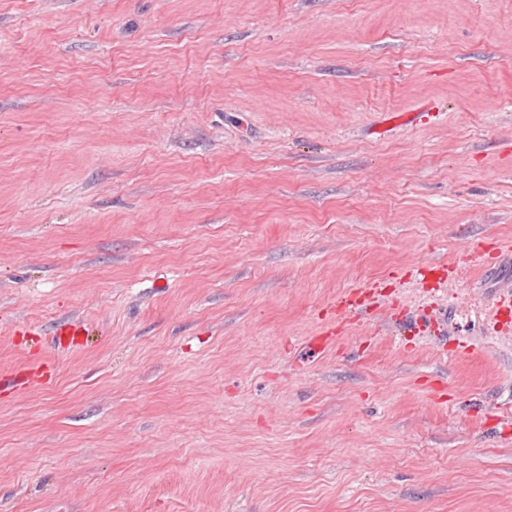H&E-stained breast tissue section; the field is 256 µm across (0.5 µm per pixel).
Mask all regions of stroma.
<instances>
[{
	"label": "stroma",
	"instance_id": "1",
	"mask_svg": "<svg viewBox=\"0 0 512 512\" xmlns=\"http://www.w3.org/2000/svg\"><path fill=\"white\" fill-rule=\"evenodd\" d=\"M512 0H0V512H512Z\"/></svg>",
	"mask_w": 512,
	"mask_h": 512
}]
</instances>
